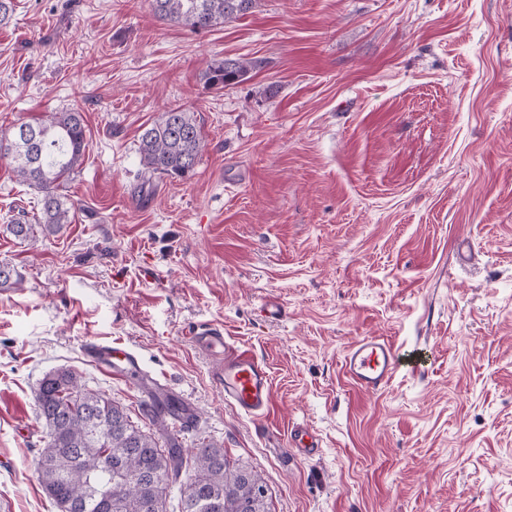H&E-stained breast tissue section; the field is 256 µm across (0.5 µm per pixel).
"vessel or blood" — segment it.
Masks as SVG:
<instances>
[{"label": "vessel or blood", "mask_w": 512, "mask_h": 512, "mask_svg": "<svg viewBox=\"0 0 512 512\" xmlns=\"http://www.w3.org/2000/svg\"><path fill=\"white\" fill-rule=\"evenodd\" d=\"M195 342L210 351L215 359L213 378L221 387L225 401L256 419L266 417L272 403V382L266 367L252 354L229 351L221 329L207 326L194 331ZM86 357L106 368L113 375L134 383L148 381L135 356L124 346L98 341L87 342ZM398 367L393 345L379 336L353 342L342 361L345 375L361 390L375 394L389 386ZM289 441L298 453L311 456L318 453V440L309 436L306 427L291 429Z\"/></svg>", "instance_id": "vessel-or-blood-1"}]
</instances>
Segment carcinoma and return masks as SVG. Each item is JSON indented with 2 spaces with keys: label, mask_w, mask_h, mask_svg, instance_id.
<instances>
[{
  "label": "carcinoma",
  "mask_w": 512,
  "mask_h": 512,
  "mask_svg": "<svg viewBox=\"0 0 512 512\" xmlns=\"http://www.w3.org/2000/svg\"><path fill=\"white\" fill-rule=\"evenodd\" d=\"M161 19L194 31L252 12L257 0H149ZM262 61L226 58L210 65L206 80L224 88L247 79ZM205 148L193 113L174 107L160 113L141 135L143 164L152 173L184 179L195 173ZM85 150L78 111L56 112L45 121L22 123L0 135V159L14 166L20 182L37 191V223L13 220L22 240L53 235L71 223L72 207L58 193L77 173ZM48 429L37 478L61 512H167L171 487L187 466L173 436L167 447L142 431L124 408L89 389L70 369L47 374L34 396ZM194 491L180 495L179 512H269L261 475L230 467L224 448L201 442L192 458Z\"/></svg>",
  "instance_id": "obj_1"
}]
</instances>
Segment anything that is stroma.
<instances>
[{
  "label": "stroma",
  "mask_w": 512,
  "mask_h": 512,
  "mask_svg": "<svg viewBox=\"0 0 512 512\" xmlns=\"http://www.w3.org/2000/svg\"><path fill=\"white\" fill-rule=\"evenodd\" d=\"M238 57L262 67L206 85ZM178 106L206 143L183 180L140 153ZM68 110L86 152L60 233H10L37 196L0 160V264L23 275L0 287V512H60L35 474L46 374L76 371L151 430L144 388L91 363L89 340L189 401L184 455L222 445L270 512H512V0H258L200 31L149 0H15L0 132ZM203 324L268 367L267 417L225 402ZM366 336L398 355L375 395L342 370ZM261 66L260 60L226 58L211 64L205 76L209 86L224 88L246 80L250 72ZM289 441L291 445L297 448L299 454L304 456H312L319 452V442L309 436V431L304 426H296L290 430ZM310 439V441L304 443V439Z\"/></svg>",
  "instance_id": "obj_1"
}]
</instances>
